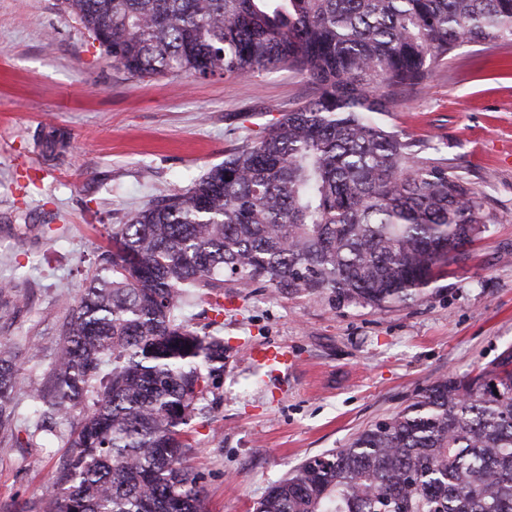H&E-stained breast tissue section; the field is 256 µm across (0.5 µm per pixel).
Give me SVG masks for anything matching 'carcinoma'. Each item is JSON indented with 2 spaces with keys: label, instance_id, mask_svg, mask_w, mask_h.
Returning a JSON list of instances; mask_svg holds the SVG:
<instances>
[{
  "label": "carcinoma",
  "instance_id": "carcinoma-1",
  "mask_svg": "<svg viewBox=\"0 0 512 512\" xmlns=\"http://www.w3.org/2000/svg\"><path fill=\"white\" fill-rule=\"evenodd\" d=\"M140 77L287 67L313 97L181 190L112 225L50 361L0 344V434L71 449L39 512H203L188 431L224 374V339L178 318L224 288L382 308L425 293L495 222L448 160L380 116L464 44L512 42V0H62ZM56 155L67 133L53 129ZM34 431L15 438L25 368ZM255 512H512V348L433 382L346 448L310 457ZM25 379L20 388L17 389L16 393V399L19 402L20 411L22 412V421H21V428L22 432L20 433V438L22 440H26L27 435L24 431V428L27 426L28 420V408L31 404V394L36 390L42 387L44 383L42 370H33L28 371L24 375Z\"/></svg>",
  "mask_w": 512,
  "mask_h": 512
}]
</instances>
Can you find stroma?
Wrapping results in <instances>:
<instances>
[{"label":"stroma","instance_id":"obj_1","mask_svg":"<svg viewBox=\"0 0 512 512\" xmlns=\"http://www.w3.org/2000/svg\"><path fill=\"white\" fill-rule=\"evenodd\" d=\"M312 93L285 69L242 78H138L113 65L61 0H0V285L26 278L0 342L52 351L66 300L115 224L187 187L257 140ZM432 145L498 220L417 301L336 306L258 284L224 291V313L183 314L223 338L219 402L189 434L204 512H254L269 485L304 459L344 448L434 381L487 365L512 346V42L463 45L385 116ZM69 133L64 161L38 140ZM287 370L253 365L256 347ZM66 454L61 442L0 440V512H35Z\"/></svg>","mask_w":512,"mask_h":512}]
</instances>
